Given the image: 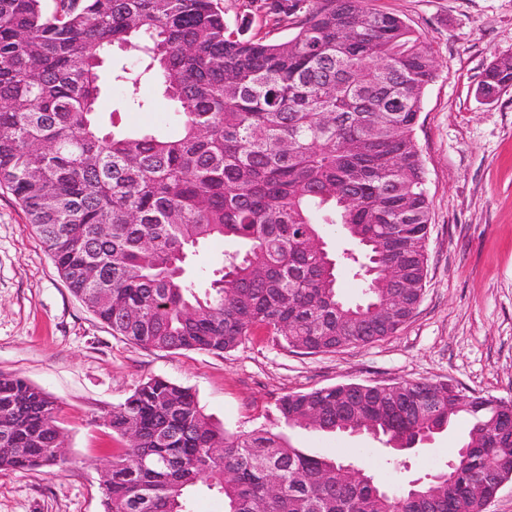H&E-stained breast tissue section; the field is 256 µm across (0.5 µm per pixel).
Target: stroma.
<instances>
[{"instance_id": "stroma-1", "label": "stroma", "mask_w": 512, "mask_h": 512, "mask_svg": "<svg viewBox=\"0 0 512 512\" xmlns=\"http://www.w3.org/2000/svg\"><path fill=\"white\" fill-rule=\"evenodd\" d=\"M369 5L422 34L437 66L415 129L431 224L414 316L393 336L327 354L291 352L261 328L220 354L135 345L71 292L23 208L0 188V374L23 377L57 402L66 448L63 463L0 470V512H104L101 473L124 446L106 419L152 378L191 388L227 431L284 433L295 447L357 461L393 487L445 468L467 423L398 457L367 434L285 426L278 399L346 383L432 380L512 400V88L491 102L477 96L493 57L512 54V0ZM137 58L117 46L103 56L98 109L123 132L173 122L174 105L155 82L138 89L148 112L130 111L128 88L113 83V71Z\"/></svg>"}]
</instances>
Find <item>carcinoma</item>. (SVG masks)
<instances>
[{
	"mask_svg": "<svg viewBox=\"0 0 512 512\" xmlns=\"http://www.w3.org/2000/svg\"><path fill=\"white\" fill-rule=\"evenodd\" d=\"M286 40L231 29L217 0H0V187L26 212L59 275L114 334L163 351L236 348L256 326L288 349L335 353L394 335L414 315L428 267L431 203L415 126L436 63L423 37L366 0H263ZM130 47L179 131L117 134L97 110L104 51ZM512 87V55L478 89ZM338 226L364 301L338 294V259L311 247ZM234 240L204 293L190 253ZM400 268L410 284L398 287ZM93 270L95 280L86 276ZM447 381L338 385L283 396L289 427L415 445L472 425L452 481L382 490L338 458L281 432L229 434L195 393L153 378L112 410L126 440L102 491L105 512H194L201 490L224 512H480L491 474L512 470L502 400ZM58 406L0 375V470L56 464ZM24 452L18 453L16 449Z\"/></svg>",
	"mask_w": 512,
	"mask_h": 512,
	"instance_id": "carcinoma-1",
	"label": "carcinoma"
}]
</instances>
